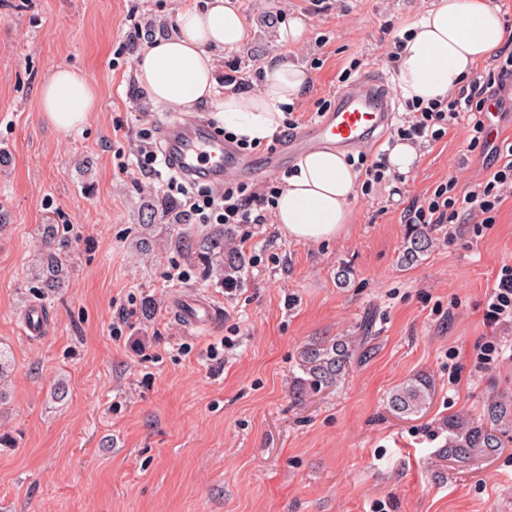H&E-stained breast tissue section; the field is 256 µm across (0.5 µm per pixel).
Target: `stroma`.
<instances>
[{
	"label": "stroma",
	"instance_id": "1",
	"mask_svg": "<svg viewBox=\"0 0 512 512\" xmlns=\"http://www.w3.org/2000/svg\"><path fill=\"white\" fill-rule=\"evenodd\" d=\"M186 0H0V512H512V443L461 464L439 457L448 417L481 418L512 396V322L489 323L488 297L512 266V196L495 224H434L432 248L401 260L403 210L456 177L467 191L492 171L465 125L419 147L403 180L357 195L339 237L299 242L274 225L237 228L248 265L238 283L208 276V224H177L137 169L120 172L141 128L176 118L135 78L139 53L172 34ZM245 47L225 52L258 87L266 60L309 68L300 121L346 78L377 68L397 32L430 0H234ZM303 18L305 40L277 31ZM141 30L124 41L132 23ZM321 58V68L311 66ZM82 70L97 92L83 129H56L38 90L56 68ZM69 224L62 288L44 298L33 273L39 225ZM153 242L150 254L136 248ZM183 278L171 277L173 267ZM348 270L347 282L338 279ZM197 293L221 309L214 330L185 327L172 307ZM50 316L23 332L26 309ZM122 333L114 335L113 321ZM371 322L366 359L338 385L297 396L303 352ZM498 342L474 366L476 344ZM224 343L222 357L210 347ZM434 394L425 414L393 415L389 392L418 375ZM307 29L300 18H293L288 23H283L278 29V44L288 49L289 45L301 42L306 35Z\"/></svg>",
	"mask_w": 512,
	"mask_h": 512
}]
</instances>
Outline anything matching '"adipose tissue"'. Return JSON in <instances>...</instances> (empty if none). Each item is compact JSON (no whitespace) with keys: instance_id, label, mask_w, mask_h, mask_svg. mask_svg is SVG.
<instances>
[{"instance_id":"ef3b65f1","label":"adipose tissue","mask_w":512,"mask_h":512,"mask_svg":"<svg viewBox=\"0 0 512 512\" xmlns=\"http://www.w3.org/2000/svg\"><path fill=\"white\" fill-rule=\"evenodd\" d=\"M176 34L142 49L136 78L150 101L193 110L217 103L225 130L239 139L269 142L281 127L285 106L310 81L304 67L269 58L264 79L250 96L227 90L215 101L216 55L247 40L248 25L231 0L183 8ZM397 87L402 99L444 100L472 75L476 64L512 39L491 0H431L420 17L398 33ZM44 118L59 130L80 129L96 105V90L81 71L61 67L39 92ZM358 172L344 152L322 147L302 155L285 179L273 209L281 235L318 242L341 235L351 219Z\"/></svg>"}]
</instances>
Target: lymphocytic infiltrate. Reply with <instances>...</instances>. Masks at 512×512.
I'll use <instances>...</instances> for the list:
<instances>
[{
	"instance_id": "obj_1",
	"label": "lymphocytic infiltrate",
	"mask_w": 512,
	"mask_h": 512,
	"mask_svg": "<svg viewBox=\"0 0 512 512\" xmlns=\"http://www.w3.org/2000/svg\"><path fill=\"white\" fill-rule=\"evenodd\" d=\"M512 83V52L493 54L487 69L461 87L445 101L425 104L409 103L400 122L391 134L392 141L436 142L444 138L452 126L466 123L470 145L487 147L483 112L495 88ZM131 152L134 167L148 178L162 179L164 196L181 207L183 220L191 224H262L266 211L278 193L277 186L255 189L249 185L225 181L224 189H211L187 183L176 174H162L163 159L150 130H142ZM500 160L497 168L472 190L458 189L456 178L440 183L423 199L408 206L404 219L409 224H494L497 212L507 195L512 194V143L496 147ZM126 162H119L120 171H128Z\"/></svg>"
}]
</instances>
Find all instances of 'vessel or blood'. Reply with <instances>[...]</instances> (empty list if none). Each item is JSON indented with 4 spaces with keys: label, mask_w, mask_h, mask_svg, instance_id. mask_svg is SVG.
<instances>
[{
    "label": "vessel or blood",
    "mask_w": 512,
    "mask_h": 512,
    "mask_svg": "<svg viewBox=\"0 0 512 512\" xmlns=\"http://www.w3.org/2000/svg\"><path fill=\"white\" fill-rule=\"evenodd\" d=\"M395 117L396 105L383 76L371 71L339 89L332 108L318 113L306 126L291 130L260 164L238 154L205 120L193 116L162 124L158 134L170 170L220 189L234 176L263 179L277 172L286 158L300 153L323 146L349 150L381 139L390 131ZM179 316L186 326L207 330L216 324L220 311L211 300L195 297L181 306Z\"/></svg>",
    "instance_id": "vessel-or-blood-1"
}]
</instances>
